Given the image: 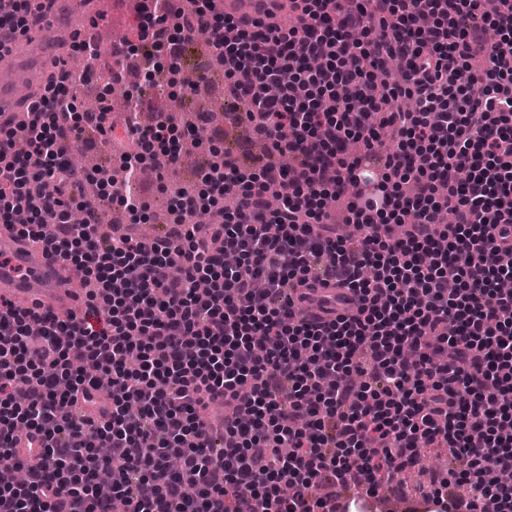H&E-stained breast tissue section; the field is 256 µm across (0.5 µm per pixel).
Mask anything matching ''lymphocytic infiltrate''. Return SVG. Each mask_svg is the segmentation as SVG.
<instances>
[{
  "mask_svg": "<svg viewBox=\"0 0 512 512\" xmlns=\"http://www.w3.org/2000/svg\"><path fill=\"white\" fill-rule=\"evenodd\" d=\"M301 3L298 26L241 24L228 43L213 0H153L152 40L165 23L212 35L252 104L226 118L266 153L247 173L219 156L152 241L104 230L68 183L58 140L83 128L66 74L24 140L0 124V201L60 259L82 245L88 286L65 321L0 301V465L23 439L35 459L0 512H345L322 488L376 496L424 447L451 455L423 501L512 512V0L481 27L465 23L481 0ZM478 52L486 69L461 82ZM389 58L397 75L376 83ZM346 182L345 235L323 217ZM230 196L250 206L232 224ZM219 397L217 455L203 413Z\"/></svg>",
  "mask_w": 512,
  "mask_h": 512,
  "instance_id": "1",
  "label": "lymphocytic infiltrate"
}]
</instances>
